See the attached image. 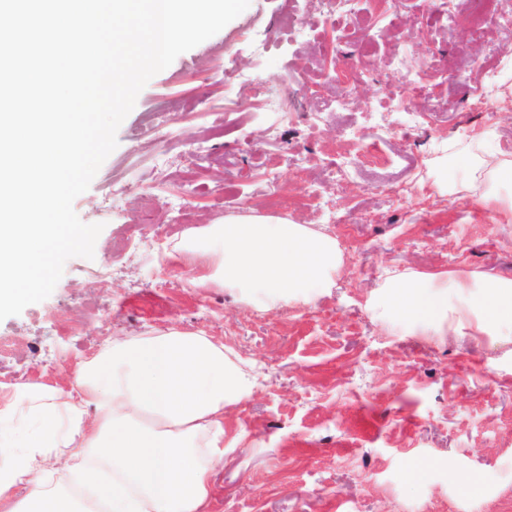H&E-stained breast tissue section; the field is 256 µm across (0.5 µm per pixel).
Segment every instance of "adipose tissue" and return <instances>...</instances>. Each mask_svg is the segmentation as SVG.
<instances>
[{"instance_id":"adipose-tissue-1","label":"adipose tissue","mask_w":512,"mask_h":512,"mask_svg":"<svg viewBox=\"0 0 512 512\" xmlns=\"http://www.w3.org/2000/svg\"><path fill=\"white\" fill-rule=\"evenodd\" d=\"M512 159L485 155L464 188L500 224L512 223ZM206 270L195 285L258 288L275 305L327 288L341 266L335 239L245 208L210 225L196 248ZM380 303L399 322L463 335L512 331V280L476 272L409 273L387 279ZM252 378L204 336L169 328L113 341L81 364L70 389L18 385L0 421L25 405L36 429L0 459V512H207L213 471L224 455V406L246 397ZM96 463H86L87 453ZM50 471L79 497L44 487Z\"/></svg>"}]
</instances>
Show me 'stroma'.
<instances>
[{
    "mask_svg": "<svg viewBox=\"0 0 512 512\" xmlns=\"http://www.w3.org/2000/svg\"><path fill=\"white\" fill-rule=\"evenodd\" d=\"M400 47L420 91L398 82ZM502 58L511 31L449 24L428 0H367L353 15L250 0L139 93L73 203L103 226L93 258L67 260L48 298L0 321V397L68 387L112 341L175 327L256 377L224 408L209 512H490L512 485V335L440 336L376 300L391 272L512 278V224L444 192L480 152L512 159V111L488 93ZM159 116L163 140L149 132ZM353 132L380 159L334 179ZM247 206L335 237L332 287L269 307L192 284L180 238Z\"/></svg>",
    "mask_w": 512,
    "mask_h": 512,
    "instance_id": "stroma-1",
    "label": "stroma"
}]
</instances>
